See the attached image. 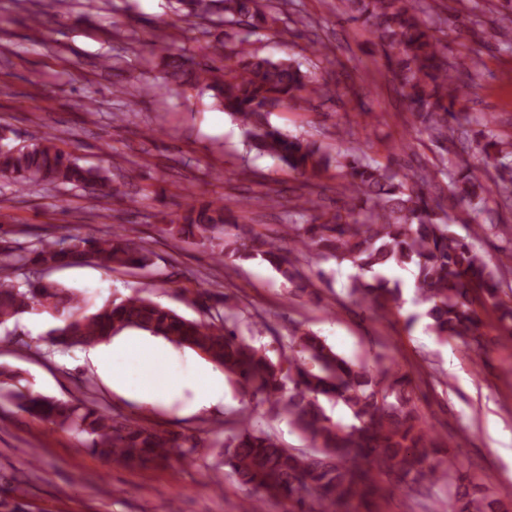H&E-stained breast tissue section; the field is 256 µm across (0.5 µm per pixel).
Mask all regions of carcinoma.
Masks as SVG:
<instances>
[{
	"label": "carcinoma",
	"mask_w": 512,
	"mask_h": 512,
	"mask_svg": "<svg viewBox=\"0 0 512 512\" xmlns=\"http://www.w3.org/2000/svg\"><path fill=\"white\" fill-rule=\"evenodd\" d=\"M186 16L220 26H240L284 34L278 28L282 11L275 0H176ZM345 12L375 35L386 68L415 121L428 131L454 168L446 187L434 185L420 172L409 175L370 158L359 149L331 155L316 142L289 135L270 122L276 110L313 98L331 99L339 85L293 60H272L257 52L189 55L164 48L160 81L144 88L187 93L211 91L216 104L243 126L249 148L280 162L300 176H314L331 166L346 170L343 204L320 224H299L293 218L279 237L239 231L228 223L224 206H187L178 223L166 225L172 237H192L220 247L217 256L268 263L301 291L313 283L299 274L289 258L307 250L357 269L347 285L348 296L373 314L401 309L402 284L387 272L411 269L413 286L425 305L427 328L444 340L469 339L479 353L482 319L477 305L491 303L502 335L512 337V306L500 290L504 271L512 270V254L492 261L463 238L448 231L451 218L441 199L449 193L460 202L481 206L491 196L509 206L512 187L491 185L470 168L448 134L456 119L455 103L473 86V74L462 62H448L432 24L418 11L416 0H342ZM485 158H512V138L474 119ZM0 126V177L22 189L63 186L81 190L112 189L99 168L82 166L62 150L60 137L42 132L34 142H10ZM146 250L123 233L110 237L62 234L40 239L18 252L0 249V326L39 309L57 322L49 335L68 348L109 341L129 329L162 337L197 350L224 370L242 393L285 414L289 424L308 438L313 452L294 453L278 439L239 421L220 445L222 465L244 485L288 504L289 512H351L374 492L373 477H395L400 483L434 486L453 480L457 463L439 456L440 443L419 412L412 378L396 361L370 368L334 352L311 332L294 330L281 344L278 362L238 334V304L224 296L218 319L186 318L149 296L92 307L91 300L46 279L54 269L93 263L110 270L146 268ZM20 409L32 417L87 437L99 456L124 466L182 461L196 449L194 437L114 416L84 398L58 400L40 394H16ZM342 404L353 422H335L321 400ZM449 512H512V498L491 499L473 482L458 484Z\"/></svg>",
	"instance_id": "cac0c4a2"
}]
</instances>
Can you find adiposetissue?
<instances>
[{"instance_id": "adipose-tissue-1", "label": "adipose tissue", "mask_w": 512, "mask_h": 512, "mask_svg": "<svg viewBox=\"0 0 512 512\" xmlns=\"http://www.w3.org/2000/svg\"><path fill=\"white\" fill-rule=\"evenodd\" d=\"M88 353L97 372L114 388L144 396L149 402L168 400L179 386L178 380L164 379L157 371L167 360V351L144 340L126 338L98 344L89 347Z\"/></svg>"}]
</instances>
